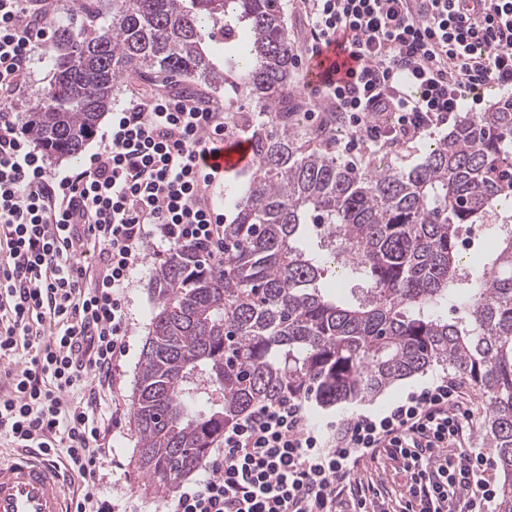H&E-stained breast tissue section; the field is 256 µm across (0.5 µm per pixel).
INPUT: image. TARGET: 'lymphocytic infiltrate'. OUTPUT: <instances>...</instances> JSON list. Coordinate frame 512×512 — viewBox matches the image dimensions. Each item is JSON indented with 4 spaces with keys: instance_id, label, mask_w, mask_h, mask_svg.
Wrapping results in <instances>:
<instances>
[{
    "instance_id": "1",
    "label": "lymphocytic infiltrate",
    "mask_w": 512,
    "mask_h": 512,
    "mask_svg": "<svg viewBox=\"0 0 512 512\" xmlns=\"http://www.w3.org/2000/svg\"><path fill=\"white\" fill-rule=\"evenodd\" d=\"M34 0H0V437L40 449L79 481L75 512H113L97 470L105 424H120L119 386L129 350L126 292L159 244L166 257L195 249L224 259V215L213 189L224 175L201 164L235 138L233 115L201 97L132 94L89 161L51 171L14 93L49 30ZM304 52L343 42L359 60L350 80L310 92L365 146L416 141L447 125L492 83L512 95V0H296ZM473 411L443 378L378 415L323 434L303 402L261 403L224 428L202 478L178 485L171 512H391L357 480L364 458L385 454L405 477L400 512H489L497 495L487 449L469 444Z\"/></svg>"
}]
</instances>
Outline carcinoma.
Segmentation results:
<instances>
[{
    "instance_id": "carcinoma-1",
    "label": "carcinoma",
    "mask_w": 512,
    "mask_h": 512,
    "mask_svg": "<svg viewBox=\"0 0 512 512\" xmlns=\"http://www.w3.org/2000/svg\"><path fill=\"white\" fill-rule=\"evenodd\" d=\"M57 26L54 82L27 119L62 157L79 156L130 69L229 86L268 118L256 174L227 198L224 266L187 255L154 275L132 394L148 486L165 493L197 471L259 403H351L439 365L483 392L497 512H512V104L466 113L408 170L358 169L333 136L311 147L285 109L284 0H112L109 23ZM473 224L498 247L467 264L457 234Z\"/></svg>"
}]
</instances>
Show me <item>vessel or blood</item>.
I'll return each mask as SVG.
<instances>
[{"instance_id":"1","label":"vessel or blood","mask_w":512,"mask_h":512,"mask_svg":"<svg viewBox=\"0 0 512 512\" xmlns=\"http://www.w3.org/2000/svg\"><path fill=\"white\" fill-rule=\"evenodd\" d=\"M358 66L349 51L336 46L321 48L308 63L312 82L340 80ZM251 162L248 140L218 143L208 154V167L232 172ZM67 477L57 464L42 459L34 450L24 449L0 457V512H67L61 490Z\"/></svg>"}]
</instances>
